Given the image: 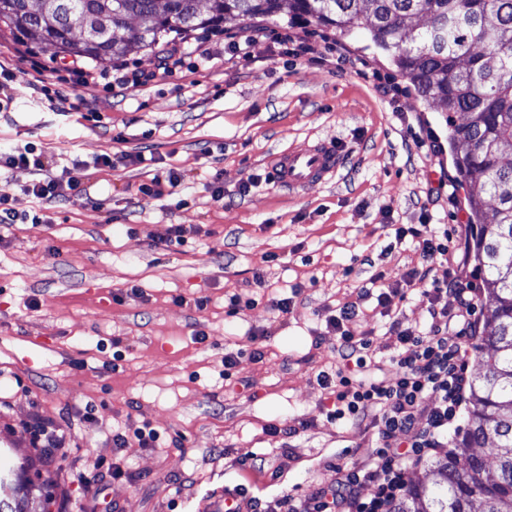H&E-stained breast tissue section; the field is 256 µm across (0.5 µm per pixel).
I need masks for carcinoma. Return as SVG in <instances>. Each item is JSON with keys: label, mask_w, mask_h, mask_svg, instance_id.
Wrapping results in <instances>:
<instances>
[{"label": "carcinoma", "mask_w": 512, "mask_h": 512, "mask_svg": "<svg viewBox=\"0 0 512 512\" xmlns=\"http://www.w3.org/2000/svg\"><path fill=\"white\" fill-rule=\"evenodd\" d=\"M348 35L364 29L392 54L423 99L447 112L460 185L475 223L473 254L490 298L489 351L477 359L468 427L458 449L409 484L391 512H512V0H0V22L37 46L107 61L170 32L216 27L224 16L279 15ZM426 14L430 25L419 30ZM139 20L129 33L128 20ZM491 206V217L484 207ZM494 444L496 473L476 449ZM17 469L0 463V512H29Z\"/></svg>", "instance_id": "carcinoma-1"}]
</instances>
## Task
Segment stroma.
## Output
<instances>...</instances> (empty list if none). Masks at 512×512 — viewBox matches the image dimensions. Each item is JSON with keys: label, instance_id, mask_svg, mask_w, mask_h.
Instances as JSON below:
<instances>
[{"label": "stroma", "instance_id": "obj_1", "mask_svg": "<svg viewBox=\"0 0 512 512\" xmlns=\"http://www.w3.org/2000/svg\"><path fill=\"white\" fill-rule=\"evenodd\" d=\"M287 27L308 53L275 48L272 32ZM228 31L246 38L247 58L225 49ZM197 38L170 34L130 52L123 64L153 79L118 87L107 78L111 63H91L100 80L83 83L72 57L26 48L0 24V68L13 75L0 87V153L36 143L53 175L68 170L80 181L46 201L26 192L35 171H0V197L43 217L0 231V448L29 462L34 512H224L225 490L240 484L264 503L297 500L335 481V464L364 461L374 438L327 421L315 373L336 363L325 317L358 301L377 273L420 266L411 241L395 242L397 225H447L458 282L478 289V314L489 305L446 114L365 30L342 36L288 25L283 14L228 15L206 63ZM173 45L184 63L159 73L160 52ZM35 79L47 94L33 92ZM385 83L401 87L397 107ZM64 100L77 110L62 114ZM320 139L344 153L332 181L298 192L266 182L274 155ZM144 148L151 164H93ZM171 168L182 176L177 194L141 193ZM216 178L220 202L207 189ZM174 224L186 242L169 247ZM258 273L261 290L251 285ZM134 284L140 295L129 294ZM235 293L255 301L240 317L229 314ZM291 294L294 307L278 316L272 299ZM362 303L372 358L387 363L397 340L376 300ZM256 349L262 360L252 359ZM228 351L239 355L230 382ZM36 415L72 436L46 466L31 460ZM296 418L308 428L274 447L265 426ZM144 421L158 447L113 446V431ZM260 453L271 455L276 478L244 480L240 459ZM116 463L131 478H113Z\"/></svg>", "mask_w": 512, "mask_h": 512}]
</instances>
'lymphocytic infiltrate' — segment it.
Instances as JSON below:
<instances>
[{
  "mask_svg": "<svg viewBox=\"0 0 512 512\" xmlns=\"http://www.w3.org/2000/svg\"><path fill=\"white\" fill-rule=\"evenodd\" d=\"M16 166L42 172V179L27 189L39 200L65 196L78 186L76 178L49 175L44 152L31 143L0 155V168ZM395 238L412 240L423 266L391 282L382 273L375 277L377 302L398 342L389 359L392 372L372 360L371 341L359 324V306L352 303L326 319L329 331L339 338L336 365L317 375L329 395L327 419L370 433L376 450L364 463L337 466L335 483L318 486L298 501L279 500L270 512H389L406 491L408 472L448 445V427L469 383L465 345L476 327V295L459 287L456 277H432L435 262L448 256V236L435 225H401ZM409 288L420 289L429 304L432 323L427 331L404 326L397 312L396 301ZM365 483L375 487L372 497L359 494Z\"/></svg>",
  "mask_w": 512,
  "mask_h": 512,
  "instance_id": "f902f5d3",
  "label": "lymphocytic infiltrate"
}]
</instances>
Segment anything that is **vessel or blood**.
Returning <instances> with one entry per match:
<instances>
[{
    "instance_id": "vessel-or-blood-1",
    "label": "vessel or blood",
    "mask_w": 512,
    "mask_h": 512,
    "mask_svg": "<svg viewBox=\"0 0 512 512\" xmlns=\"http://www.w3.org/2000/svg\"><path fill=\"white\" fill-rule=\"evenodd\" d=\"M342 161V150L334 141L320 140L303 149L277 155L271 172L275 186L299 191L331 180Z\"/></svg>"
}]
</instances>
